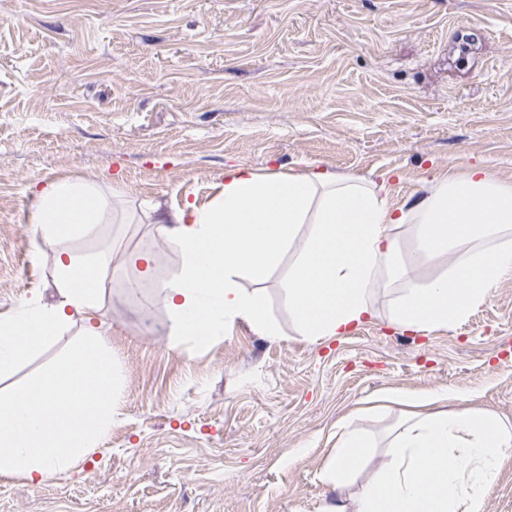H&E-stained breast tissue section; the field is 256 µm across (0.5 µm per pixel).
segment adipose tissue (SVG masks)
I'll list each match as a JSON object with an SVG mask.
<instances>
[{
    "label": "adipose tissue",
    "instance_id": "adipose-tissue-1",
    "mask_svg": "<svg viewBox=\"0 0 512 512\" xmlns=\"http://www.w3.org/2000/svg\"><path fill=\"white\" fill-rule=\"evenodd\" d=\"M387 182L311 167L266 175L232 166L206 205L186 203L161 216L157 231L182 256L157 288L177 336H217L241 320L275 335L262 282L280 286L302 335L338 336L372 315L375 289L395 292L389 319L415 330L454 327L512 275V182L471 167L434 177L408 209L388 206ZM113 196L95 184L56 183L37 196L35 222L46 241L89 233L114 216ZM108 252L56 256V298L34 299L0 319V374L85 320L83 348L0 394V475L45 480L98 447L112 416L117 380L93 320L103 297ZM439 276L423 280L424 268ZM254 289L243 288V281ZM457 408L430 413L436 395L395 392L408 406L383 468L349 504L324 512H486L512 426L449 390ZM363 435L345 429L325 475L340 485L364 458Z\"/></svg>",
    "mask_w": 512,
    "mask_h": 512
}]
</instances>
